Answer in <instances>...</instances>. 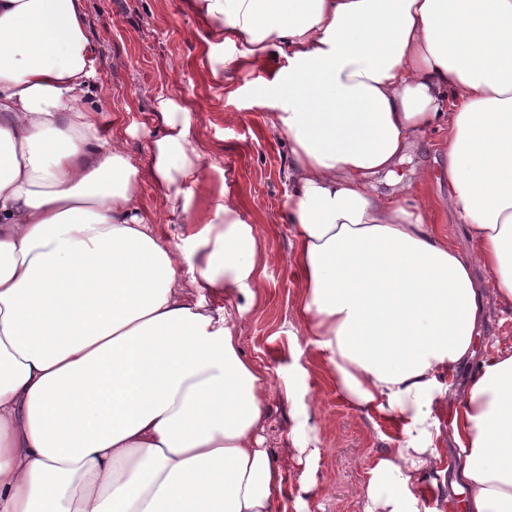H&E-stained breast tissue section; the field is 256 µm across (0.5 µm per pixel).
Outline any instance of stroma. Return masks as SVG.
<instances>
[{
    "label": "stroma",
    "mask_w": 512,
    "mask_h": 512,
    "mask_svg": "<svg viewBox=\"0 0 512 512\" xmlns=\"http://www.w3.org/2000/svg\"><path fill=\"white\" fill-rule=\"evenodd\" d=\"M85 25L107 89L97 105L99 121L139 160L140 202L157 217V234L173 242L192 233L210 197L222 193L243 206L272 257L260 308L238 334L245 356L269 369L265 446L289 461L287 512H363L369 471L396 442L384 424L349 404L307 337L291 332L297 283L285 261L293 249L286 220L288 143L268 124L257 75L228 69L223 80L211 79L203 30L186 0H85ZM162 95L188 107L193 145L204 167L207 190L190 216L168 211L149 168ZM442 139L441 133H427L396 165L395 177L408 184L416 172H429L428 221L439 225L450 243L460 244L462 227L449 220L437 192ZM308 391L319 395L311 426L301 411ZM301 447L318 449V457L309 464L289 459V449ZM305 480L313 485L307 493L301 490Z\"/></svg>",
    "instance_id": "35a3bbf8"
}]
</instances>
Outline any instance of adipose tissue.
I'll use <instances>...</instances> for the list:
<instances>
[{
	"label": "adipose tissue",
	"mask_w": 512,
	"mask_h": 512,
	"mask_svg": "<svg viewBox=\"0 0 512 512\" xmlns=\"http://www.w3.org/2000/svg\"><path fill=\"white\" fill-rule=\"evenodd\" d=\"M188 6L212 79L260 72L290 145L294 320L347 401L394 431L365 512H416L443 423L458 471L441 512H512V349L475 343L488 301L512 311V0ZM105 93L84 0H0V512H279L268 376L237 333L269 256L221 194L195 233L160 238L138 162L87 107ZM157 109L152 172L186 214L192 120ZM433 129L466 250L423 195L373 186ZM185 277L228 305L191 301Z\"/></svg>",
	"instance_id": "ef3b65f1"
}]
</instances>
